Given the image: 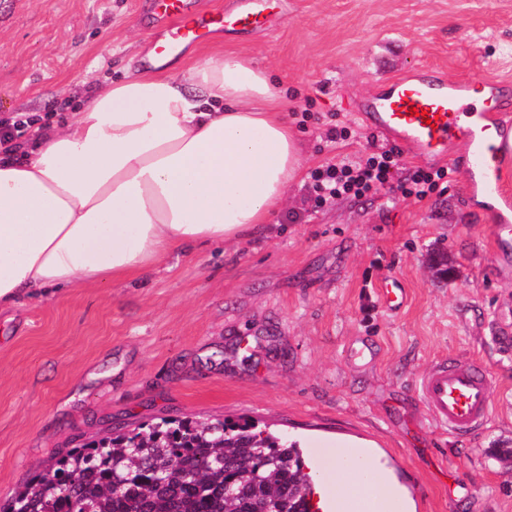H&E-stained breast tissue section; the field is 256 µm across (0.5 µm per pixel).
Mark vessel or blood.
Returning a JSON list of instances; mask_svg holds the SVG:
<instances>
[{
    "instance_id": "1",
    "label": "vessel or blood",
    "mask_w": 512,
    "mask_h": 512,
    "mask_svg": "<svg viewBox=\"0 0 512 512\" xmlns=\"http://www.w3.org/2000/svg\"><path fill=\"white\" fill-rule=\"evenodd\" d=\"M146 69H164L193 45L218 31L253 33L273 27L269 0H226L207 8L201 0H149ZM506 82L486 83L488 96L475 102L466 81L442 78L396 79L388 92L373 96L362 117L373 130L419 157L444 154L449 144H467L470 198L505 208L490 234L503 269L512 268V193L504 188V163L512 159V97ZM431 418L449 435L464 438L483 428L491 413V380L474 363L439 362L418 380Z\"/></svg>"
}]
</instances>
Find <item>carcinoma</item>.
<instances>
[{"instance_id": "1", "label": "carcinoma", "mask_w": 512, "mask_h": 512, "mask_svg": "<svg viewBox=\"0 0 512 512\" xmlns=\"http://www.w3.org/2000/svg\"><path fill=\"white\" fill-rule=\"evenodd\" d=\"M302 449L248 420L166 418L57 453L0 512H318Z\"/></svg>"}]
</instances>
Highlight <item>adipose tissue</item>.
<instances>
[{"label":"adipose tissue","instance_id":"adipose-tissue-1","mask_svg":"<svg viewBox=\"0 0 512 512\" xmlns=\"http://www.w3.org/2000/svg\"><path fill=\"white\" fill-rule=\"evenodd\" d=\"M302 168L276 82L251 55L101 87L72 121L0 158V308L240 241L286 206ZM331 481L344 497L363 481L376 500L390 495L379 471L346 456Z\"/></svg>","mask_w":512,"mask_h":512}]
</instances>
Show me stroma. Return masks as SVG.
Here are the masks:
<instances>
[{
  "instance_id": "obj_1",
  "label": "stroma",
  "mask_w": 512,
  "mask_h": 512,
  "mask_svg": "<svg viewBox=\"0 0 512 512\" xmlns=\"http://www.w3.org/2000/svg\"><path fill=\"white\" fill-rule=\"evenodd\" d=\"M145 0H0V117H58L102 82L140 71ZM270 31L212 35L167 72L239 52L279 81L304 145L291 202L237 243L176 251L120 283L26 295L0 310V501L55 453L159 416L250 417L301 440L319 496L336 452L375 448L395 512H512V358L490 340L512 322L490 207L466 199V146L401 154L394 183L316 204L310 173L388 148L360 116L381 86L428 67L448 80L512 79V0H283ZM344 138L330 139L331 129ZM446 170L424 199L400 182ZM402 280L405 307L379 290ZM378 355L351 363L357 337ZM473 360L493 385L485 429L457 441L430 422L414 383L436 360Z\"/></svg>"
}]
</instances>
